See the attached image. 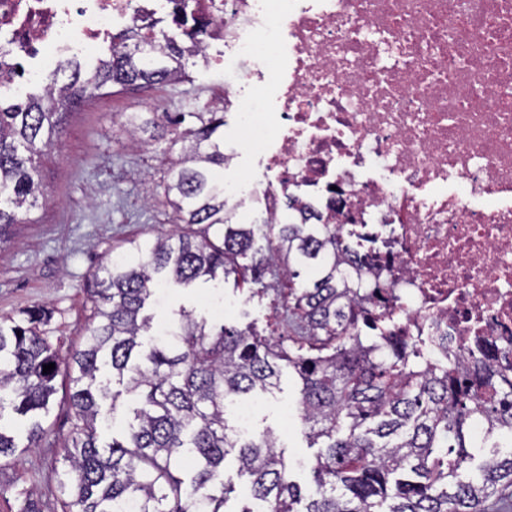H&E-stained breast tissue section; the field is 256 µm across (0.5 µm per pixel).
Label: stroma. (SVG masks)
<instances>
[{
	"label": "stroma",
	"mask_w": 512,
	"mask_h": 512,
	"mask_svg": "<svg viewBox=\"0 0 512 512\" xmlns=\"http://www.w3.org/2000/svg\"><path fill=\"white\" fill-rule=\"evenodd\" d=\"M225 103L224 151L232 159L224 182H241L245 174L261 176L260 155L239 149L237 105L224 99V69L190 64L183 80L112 95L89 94L75 101L62 122L58 143L40 164L44 194L9 239L0 244V318L15 317L38 305L49 314L43 329L48 340L67 356L84 336L90 314L83 291L88 275L111 257L122 241L151 239L175 232L164 196L145 205L149 185L161 182L177 161L170 136L122 135L118 118L127 112H197L210 102ZM224 298L229 322L264 327L276 302L274 293L243 298L233 280L198 283L190 288H163L149 299L144 312L154 323L171 322L180 307L211 315L210 302ZM57 392L50 411L54 432L36 448L27 446V428L15 431L17 460L0 470V512H21L34 499L41 512H61L58 475L65 469L63 448L70 424ZM298 383L284 372L275 394L258 396L253 433L273 431L290 466L292 480L310 488V467L316 451L298 418Z\"/></svg>",
	"instance_id": "35a3bbf8"
}]
</instances>
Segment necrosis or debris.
I'll return each mask as SVG.
<instances>
[{
    "label": "necrosis or debris",
    "mask_w": 512,
    "mask_h": 512,
    "mask_svg": "<svg viewBox=\"0 0 512 512\" xmlns=\"http://www.w3.org/2000/svg\"><path fill=\"white\" fill-rule=\"evenodd\" d=\"M174 20L224 45L265 223L338 224L389 324L512 380V0H0V95Z\"/></svg>",
    "instance_id": "4bbe7bcc"
}]
</instances>
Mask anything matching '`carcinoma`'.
I'll return each instance as SVG.
<instances>
[{
    "label": "carcinoma",
    "instance_id": "1",
    "mask_svg": "<svg viewBox=\"0 0 512 512\" xmlns=\"http://www.w3.org/2000/svg\"><path fill=\"white\" fill-rule=\"evenodd\" d=\"M186 38L199 43L193 31L152 38L131 27L95 67L61 63L43 95L0 99V237L41 194L39 163L57 140L63 110L87 91L180 80L186 59L198 55ZM130 125L134 134L180 129L171 144L181 154L162 187L186 229L128 239L97 268L86 286L91 323L66 358L39 328L42 308L0 321V459L16 456L18 423L28 422L29 448L50 432L43 419L61 375L72 423L62 512H124L130 503L136 512H231L229 458L252 484L253 501L238 512H512V453L489 454L461 479L475 422L487 439L512 434V385L486 363L461 375L458 350L427 352L390 331L363 335L382 314L354 308L367 284L330 225L234 223L224 195L223 113L150 112ZM260 235L268 240L261 256ZM269 267L284 276L277 292L288 290L275 309L306 326L288 338V355L250 326L217 327L184 307L167 339L151 333L143 309L163 283L189 287L233 274L264 291ZM49 363L55 368L45 374ZM284 367L297 374L309 438L323 441L307 496L270 432L248 437L225 418L228 402L278 388ZM114 382L122 389L112 390ZM123 394L133 401L125 432L104 444ZM185 459L193 471L182 478Z\"/></svg>",
    "mask_w": 512,
    "mask_h": 512
}]
</instances>
